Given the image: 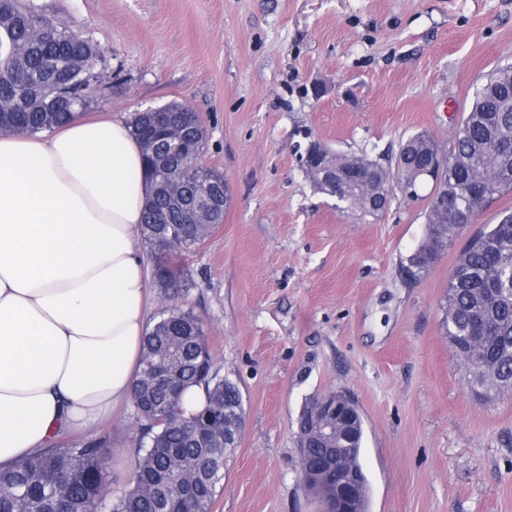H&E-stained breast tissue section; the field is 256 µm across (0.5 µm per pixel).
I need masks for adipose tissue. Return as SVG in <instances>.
Listing matches in <instances>:
<instances>
[{"instance_id":"obj_1","label":"adipose tissue","mask_w":512,"mask_h":512,"mask_svg":"<svg viewBox=\"0 0 512 512\" xmlns=\"http://www.w3.org/2000/svg\"><path fill=\"white\" fill-rule=\"evenodd\" d=\"M143 151L124 116L0 136V465L131 398Z\"/></svg>"}]
</instances>
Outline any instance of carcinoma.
Returning <instances> with one entry per match:
<instances>
[{"instance_id":"obj_1","label":"carcinoma","mask_w":512,"mask_h":512,"mask_svg":"<svg viewBox=\"0 0 512 512\" xmlns=\"http://www.w3.org/2000/svg\"><path fill=\"white\" fill-rule=\"evenodd\" d=\"M103 61L100 49L78 27H58L20 0H0V134H35L59 127L91 105V78ZM512 142V65L501 66L477 87L466 116L446 150L448 195L434 193L428 204L427 234L409 258L422 269L453 239L456 214L473 218L494 198L512 190V154L500 148ZM442 149L428 133L408 138L397 155L398 175L416 187L423 178L422 156ZM145 180L159 185L158 155L144 153ZM353 184L349 205L362 217L376 218L366 206L368 183L393 180L392 170L364 156L336 154ZM375 174L356 179L365 166ZM194 192L224 179L215 169L190 158L179 174ZM166 206L160 190L147 206L142 238L153 249L152 279L168 301L145 336L132 403L141 422L130 488L112 502L109 448L103 438L53 442L0 469V512H210L232 449L224 433L239 430L244 417L238 384L214 365L202 322L179 303L192 287L183 256L203 238L193 224L164 225L155 235L154 220ZM174 239V250L164 242ZM489 288L500 294L487 293ZM482 319L488 337L474 351L468 337ZM448 349L466 386L482 399L512 392V210L480 231L461 252L448 280L442 318ZM202 391V403L184 407V394ZM364 424L345 449L349 466L368 480L361 462Z\"/></svg>"}]
</instances>
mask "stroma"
I'll return each mask as SVG.
<instances>
[{
    "label": "stroma",
    "instance_id": "stroma-1",
    "mask_svg": "<svg viewBox=\"0 0 512 512\" xmlns=\"http://www.w3.org/2000/svg\"><path fill=\"white\" fill-rule=\"evenodd\" d=\"M22 2L103 51L86 117L186 105L207 129L202 165L228 183L223 224L185 257L182 299L243 395L210 512H320L297 480L296 418L337 390L364 421L368 512H512V395H470L441 330L459 255L512 191L412 273L432 181L393 188L367 221L301 163L313 140L386 166L416 133L448 144L478 78L512 63V0ZM137 430L125 402L62 439L107 438L118 496Z\"/></svg>",
    "mask_w": 512,
    "mask_h": 512
}]
</instances>
